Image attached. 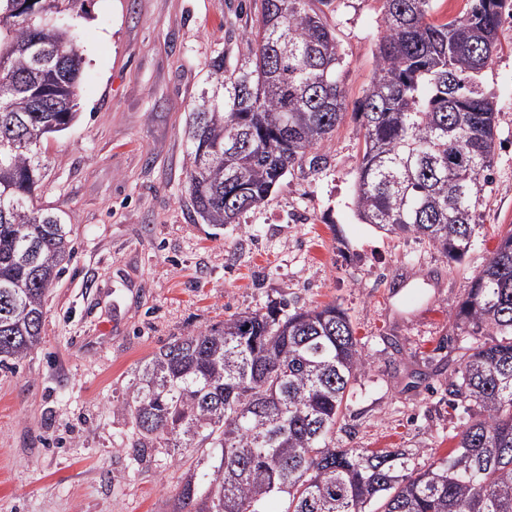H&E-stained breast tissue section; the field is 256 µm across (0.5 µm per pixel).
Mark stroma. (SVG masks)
<instances>
[{"label":"stroma","mask_w":512,"mask_h":512,"mask_svg":"<svg viewBox=\"0 0 512 512\" xmlns=\"http://www.w3.org/2000/svg\"><path fill=\"white\" fill-rule=\"evenodd\" d=\"M249 0H86L79 118L50 137L38 202L61 214L74 255L46 296L40 344L0 370V512H169L181 461L132 459L114 410L136 368L180 336L284 301L340 304L369 359L336 432L340 448L443 456L468 421L448 377L468 339L452 333L471 281L512 227V15L479 82L499 110L491 182L473 248L448 262L413 236L362 223L354 206L374 72L379 0H332L343 51V119L326 168L294 170L237 223L187 209L186 117L209 61L240 58Z\"/></svg>","instance_id":"stroma-1"}]
</instances>
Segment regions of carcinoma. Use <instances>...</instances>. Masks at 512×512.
<instances>
[{
	"label": "carcinoma",
	"instance_id": "obj_1",
	"mask_svg": "<svg viewBox=\"0 0 512 512\" xmlns=\"http://www.w3.org/2000/svg\"><path fill=\"white\" fill-rule=\"evenodd\" d=\"M86 0H0V369L41 341L44 301L71 261L61 217L36 205L44 141L78 116L83 55L62 15ZM240 63L210 59V88L189 112L188 207L236 223L289 172L327 165L340 122L341 50L331 0H254ZM435 0H382L372 80L356 116L365 148L361 221L412 234L460 259L481 229L499 111L476 75L498 50L506 0H466L434 18ZM472 341L448 381L477 408L447 456L421 448L336 447L352 382L368 359L345 309L271 303L177 337L135 371L116 411L134 460L147 448L200 451L171 512H512V229L475 276L454 323Z\"/></svg>",
	"mask_w": 512,
	"mask_h": 512
}]
</instances>
